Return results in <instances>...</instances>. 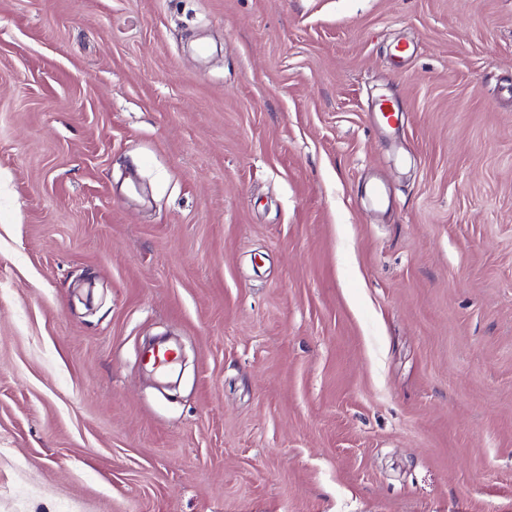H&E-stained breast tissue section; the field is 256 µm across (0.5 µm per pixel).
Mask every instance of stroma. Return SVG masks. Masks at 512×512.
I'll return each instance as SVG.
<instances>
[{
    "mask_svg": "<svg viewBox=\"0 0 512 512\" xmlns=\"http://www.w3.org/2000/svg\"><path fill=\"white\" fill-rule=\"evenodd\" d=\"M0 512H512V0H0Z\"/></svg>",
    "mask_w": 512,
    "mask_h": 512,
    "instance_id": "obj_1",
    "label": "stroma"
}]
</instances>
